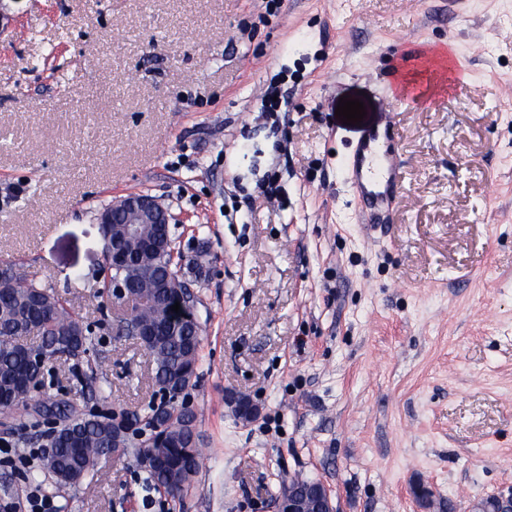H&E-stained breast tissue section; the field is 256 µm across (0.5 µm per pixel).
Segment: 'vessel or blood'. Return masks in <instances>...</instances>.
Here are the masks:
<instances>
[{"label":"vessel or blood","instance_id":"obj_1","mask_svg":"<svg viewBox=\"0 0 512 512\" xmlns=\"http://www.w3.org/2000/svg\"><path fill=\"white\" fill-rule=\"evenodd\" d=\"M345 183L367 224L389 218L398 202L397 163L385 148L384 134L376 130L358 140L344 159Z\"/></svg>","mask_w":512,"mask_h":512}]
</instances>
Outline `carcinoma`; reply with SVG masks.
<instances>
[{"label": "carcinoma", "mask_w": 512, "mask_h": 512, "mask_svg": "<svg viewBox=\"0 0 512 512\" xmlns=\"http://www.w3.org/2000/svg\"><path fill=\"white\" fill-rule=\"evenodd\" d=\"M113 225L105 227L107 245H112ZM131 258H136L144 240L121 239L116 242ZM10 292L0 297V398L6 405L26 406L30 427L35 429L29 438L32 444H39V431L45 420L60 422L64 428H76V436L60 442L58 459L62 467L81 472L84 478L94 477L100 467V459L112 453V423L100 416H87L71 400L39 394L34 399L28 390L19 384L20 368L16 352L10 341L17 334L21 324L32 323L26 330L35 334L38 342L31 350L40 354V359L30 367V376L44 386L47 366L69 356H87L93 349V332L85 325L79 314L68 306L65 298L52 289L30 280L20 272L17 263L9 261ZM138 293L153 300L150 305L140 306L133 311L134 320L144 323L156 321L163 324L162 335L150 336L144 349L154 363V380L160 390L166 392L174 384L186 386L189 377L196 373L200 361L201 334L182 325H167L173 295L166 288H154L148 279L141 280ZM148 425L164 427L166 439L161 448H153L154 436L147 438L148 444L138 450L140 455L163 454L175 460V465L164 471H150L154 485L168 495L178 498L187 491L198 473L201 461L200 449L194 455L185 457L187 442L197 437V415L194 410L181 406L172 407L162 413L150 408Z\"/></svg>", "instance_id": "obj_1"}]
</instances>
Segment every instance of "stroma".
I'll return each mask as SVG.
<instances>
[{"label":"stroma","mask_w":512,"mask_h":512,"mask_svg":"<svg viewBox=\"0 0 512 512\" xmlns=\"http://www.w3.org/2000/svg\"><path fill=\"white\" fill-rule=\"evenodd\" d=\"M0 260L91 325L94 373L53 395L137 417L162 395L117 333L99 211L145 191L193 286L183 395L201 467L183 500L135 451L57 512H273L293 477L339 512L512 500V0H0ZM449 46L456 86L430 61ZM403 86L421 104L395 100ZM363 102L357 125L340 97ZM276 111H268L269 98ZM389 127L401 196L361 224L340 158ZM276 174L269 204L259 183ZM257 403L239 420L229 401Z\"/></svg>","instance_id":"obj_1"}]
</instances>
